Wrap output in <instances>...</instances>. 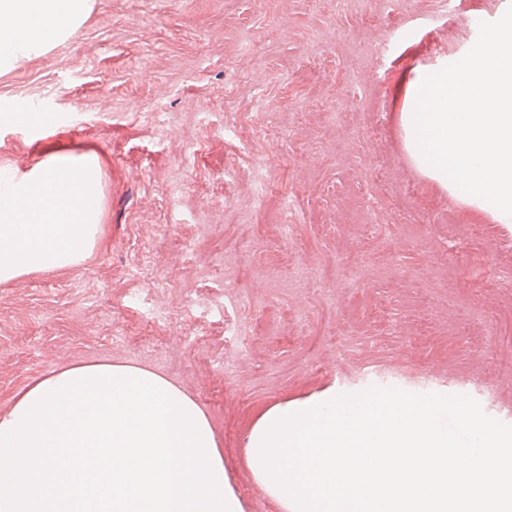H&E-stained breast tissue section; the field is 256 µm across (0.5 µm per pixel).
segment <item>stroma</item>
I'll return each mask as SVG.
<instances>
[{"label": "stroma", "mask_w": 512, "mask_h": 512, "mask_svg": "<svg viewBox=\"0 0 512 512\" xmlns=\"http://www.w3.org/2000/svg\"><path fill=\"white\" fill-rule=\"evenodd\" d=\"M511 6L94 0L74 36L0 73V113L20 101L67 117L50 131L0 123V167L93 152L103 189L81 266L0 283V413L79 362L159 371L216 435L234 425L224 464L245 512L275 507L246 443L277 401L395 387L467 395L512 424V374L489 359L512 340L486 333L512 317V290L492 284L512 273V231L420 173L399 121L408 70L468 51ZM257 152L274 158L260 208ZM273 306L284 318L244 354ZM221 355L235 385L210 365Z\"/></svg>", "instance_id": "35a3bbf8"}]
</instances>
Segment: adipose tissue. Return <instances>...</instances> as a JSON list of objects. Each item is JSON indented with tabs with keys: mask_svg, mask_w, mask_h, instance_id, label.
Returning <instances> with one entry per match:
<instances>
[{
	"mask_svg": "<svg viewBox=\"0 0 512 512\" xmlns=\"http://www.w3.org/2000/svg\"><path fill=\"white\" fill-rule=\"evenodd\" d=\"M92 0H0V71L74 34ZM0 512H245L204 410L165 375L92 361L0 415Z\"/></svg>",
	"mask_w": 512,
	"mask_h": 512,
	"instance_id": "adipose-tissue-1",
	"label": "adipose tissue"
}]
</instances>
